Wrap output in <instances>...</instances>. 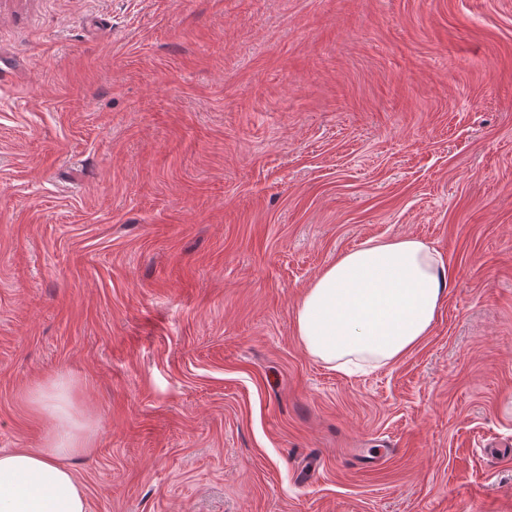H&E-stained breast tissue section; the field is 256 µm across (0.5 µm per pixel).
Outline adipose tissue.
Wrapping results in <instances>:
<instances>
[{"label":"adipose tissue","instance_id":"ef3b65f1","mask_svg":"<svg viewBox=\"0 0 512 512\" xmlns=\"http://www.w3.org/2000/svg\"><path fill=\"white\" fill-rule=\"evenodd\" d=\"M451 284L441 255L407 235L370 238L314 279L296 306L297 335L334 369L397 361L433 328ZM61 380L34 395L54 427L44 447L0 451V512H89L71 459L91 453L94 433L60 402Z\"/></svg>","mask_w":512,"mask_h":512}]
</instances>
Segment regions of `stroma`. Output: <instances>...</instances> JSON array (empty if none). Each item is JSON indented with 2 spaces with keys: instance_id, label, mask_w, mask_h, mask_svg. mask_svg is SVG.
Masks as SVG:
<instances>
[{
  "instance_id": "35a3bbf8",
  "label": "stroma",
  "mask_w": 512,
  "mask_h": 512,
  "mask_svg": "<svg viewBox=\"0 0 512 512\" xmlns=\"http://www.w3.org/2000/svg\"><path fill=\"white\" fill-rule=\"evenodd\" d=\"M402 235L430 334L311 357ZM57 376L89 512H512V0H0V450ZM450 284L441 255L423 239H367L304 291L297 336L333 369L395 362L429 335Z\"/></svg>"
}]
</instances>
